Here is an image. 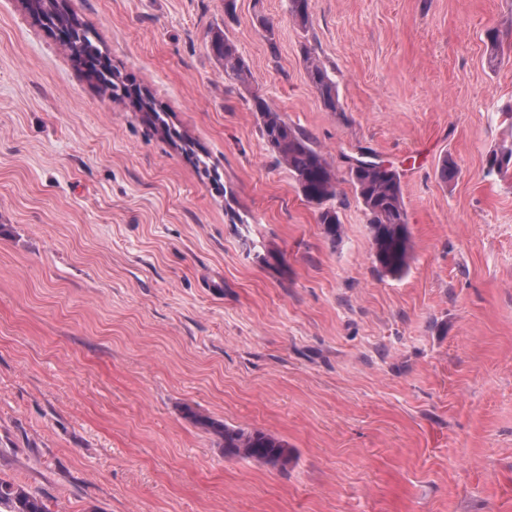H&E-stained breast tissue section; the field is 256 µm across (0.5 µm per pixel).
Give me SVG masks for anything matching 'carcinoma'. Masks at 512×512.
I'll return each mask as SVG.
<instances>
[{
  "label": "carcinoma",
  "instance_id": "carcinoma-1",
  "mask_svg": "<svg viewBox=\"0 0 512 512\" xmlns=\"http://www.w3.org/2000/svg\"><path fill=\"white\" fill-rule=\"evenodd\" d=\"M30 13L40 15L62 26L83 29L78 45H67L72 58L84 65L97 64L91 70L101 89L111 95L123 88L121 73L116 71L98 44L95 33L74 15L60 11L57 0H25ZM312 0H289V13L295 23L307 27L312 15ZM210 53L220 63L224 75L250 92L252 107L257 112L261 134L277 162L291 174L305 200L316 206L318 223L325 237L336 243L341 237V222L335 201L339 198L338 176L325 154L303 129L288 124L280 112L272 108L259 94L251 91L254 77L245 58L220 29L208 35ZM305 62L310 82L318 92L328 112H340L342 106L336 79L315 54L305 51ZM488 170L499 172L512 166V146L493 151L487 160ZM438 172L443 182L458 173L456 161L449 155L441 157ZM348 181L357 200L363 206L371 234L372 255L377 271L383 276L404 274L413 258V244L408 228L401 176L390 166L385 168L376 159L361 151L355 163L348 165ZM185 417L214 435L224 456L256 462L280 471L288 470L294 461L288 442L263 430L246 429L204 416L188 407ZM11 506V512H49L42 498L29 493L24 486L0 477V504Z\"/></svg>",
  "mask_w": 512,
  "mask_h": 512
}]
</instances>
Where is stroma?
<instances>
[{
    "instance_id": "obj_1",
    "label": "stroma",
    "mask_w": 512,
    "mask_h": 512,
    "mask_svg": "<svg viewBox=\"0 0 512 512\" xmlns=\"http://www.w3.org/2000/svg\"><path fill=\"white\" fill-rule=\"evenodd\" d=\"M65 3L180 136L0 0V477L51 512H512V169L487 167L512 144V0H314L305 29L289 0ZM217 27L335 167L339 242ZM362 148L401 174L397 278L344 179ZM188 406L294 464L225 458ZM208 38L209 51L222 66L225 76L236 81L245 90H251L253 74L234 43L221 29H212ZM305 62L309 80L318 92L325 110L335 113L341 111L336 79L313 48L306 49Z\"/></svg>"
}]
</instances>
